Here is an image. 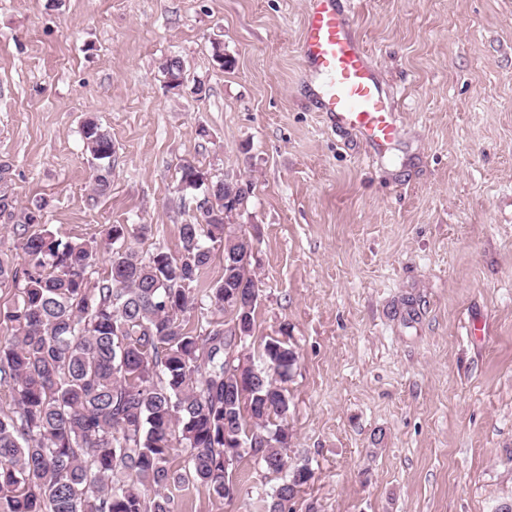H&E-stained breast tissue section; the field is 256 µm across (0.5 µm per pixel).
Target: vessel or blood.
I'll use <instances>...</instances> for the list:
<instances>
[{
    "label": "vessel or blood",
    "instance_id": "obj_1",
    "mask_svg": "<svg viewBox=\"0 0 512 512\" xmlns=\"http://www.w3.org/2000/svg\"><path fill=\"white\" fill-rule=\"evenodd\" d=\"M300 53L331 125L356 131L374 154L397 140V114L338 0H309Z\"/></svg>",
    "mask_w": 512,
    "mask_h": 512
}]
</instances>
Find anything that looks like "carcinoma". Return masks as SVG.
Wrapping results in <instances>:
<instances>
[{
    "mask_svg": "<svg viewBox=\"0 0 512 512\" xmlns=\"http://www.w3.org/2000/svg\"><path fill=\"white\" fill-rule=\"evenodd\" d=\"M82 139L92 161V191L111 188L112 137L93 119ZM187 161L180 182L209 192L191 224L179 225L180 250L143 252L131 240L146 224L111 225L107 239L67 241L43 227L47 200L19 208L0 190V217L17 218L21 261L0 250V512H177L172 490L202 486L216 499L234 488L232 468L251 456L282 475L265 512H286L312 478L288 465V343L260 344L258 367L239 354L254 336L257 303L231 295L259 290L231 253L244 246L228 213L247 208L251 187ZM40 230L35 231L33 227ZM224 246V272L203 280ZM107 266H98V254ZM206 301L229 320L198 314ZM205 321L201 333L190 324ZM236 353L234 372L224 358Z\"/></svg>",
    "mask_w": 512,
    "mask_h": 512,
    "instance_id": "1",
    "label": "carcinoma"
}]
</instances>
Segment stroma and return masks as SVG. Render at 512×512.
<instances>
[{"label": "stroma", "instance_id": "stroma-1", "mask_svg": "<svg viewBox=\"0 0 512 512\" xmlns=\"http://www.w3.org/2000/svg\"><path fill=\"white\" fill-rule=\"evenodd\" d=\"M308 0H0V163L62 241L148 224L174 253L189 161L250 184L256 340L286 339L293 512H497L512 504V0H348L401 134L370 157L319 112L299 53ZM220 44L232 67L213 59ZM179 58L203 98L170 90ZM112 136L91 190L86 116ZM176 492L178 512H261Z\"/></svg>", "mask_w": 512, "mask_h": 512}]
</instances>
